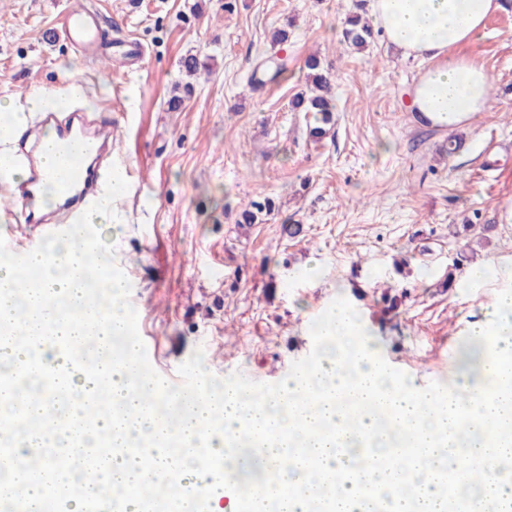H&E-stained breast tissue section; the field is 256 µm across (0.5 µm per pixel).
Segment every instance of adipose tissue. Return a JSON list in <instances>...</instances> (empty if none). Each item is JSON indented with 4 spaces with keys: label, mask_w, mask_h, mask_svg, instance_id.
<instances>
[{
    "label": "adipose tissue",
    "mask_w": 512,
    "mask_h": 512,
    "mask_svg": "<svg viewBox=\"0 0 512 512\" xmlns=\"http://www.w3.org/2000/svg\"><path fill=\"white\" fill-rule=\"evenodd\" d=\"M502 7L501 0H368L374 27L402 57L425 62L415 82L409 108L430 126L451 129L470 124L486 111L491 77L467 49L483 37L489 17ZM80 242L58 239L53 250L28 256L36 278L22 281L15 262L0 263V334L44 337L38 355L19 346L0 345V364L38 378L60 377V388L74 403H81L93 387L106 389L120 415H106L91 428V435L104 442L100 458L105 466L98 484L121 492L120 498L100 497V512H141L148 489L171 491L174 481L194 488L193 503L207 512H239L248 503L250 512H310L322 493L317 480L322 473L349 471L369 483H384L392 500L391 512H444L445 494L435 476L443 470L463 473L471 460L482 466L481 480L473 500V512H512V475L503 473V462H512V297L497 298L487 320L477 327L496 352L484 363L480 375L461 371L457 384L466 401L449 406L445 396L424 391L413 382L380 369L373 357L376 348L365 338L363 323L347 306L332 308L317 326L320 336L332 339L336 351L319 356L309 371L291 377L282 387L252 404L239 403L229 387L205 384L201 395L206 409L170 422L160 418L156 403L171 401L164 388L149 399L135 396L129 376L132 347L121 357L99 363L98 374L69 371L65 344L102 346L124 337L129 315L124 305L123 284L101 273L98 285L108 287L110 303L89 304L84 281L71 268L81 256ZM391 421V435L413 437L408 456L425 460L422 472L404 483H387L384 468L359 462L363 446H371L372 458L391 456L390 437H382L380 414ZM257 437L276 435L262 460L273 462L293 456L283 487H265L235 481V493L221 504L219 489L225 486V466H247L235 441L241 432ZM468 437L467 451L456 454L449 435ZM300 448L291 453L288 442ZM192 444L191 453L180 444ZM55 448L52 475L59 482L73 483L77 475L71 459L77 447L70 435L53 432L45 438L18 433L10 454L41 458Z\"/></svg>",
    "instance_id": "adipose-tissue-1"
}]
</instances>
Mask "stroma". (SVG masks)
I'll return each instance as SVG.
<instances>
[{
	"label": "stroma",
	"mask_w": 512,
	"mask_h": 512,
	"mask_svg": "<svg viewBox=\"0 0 512 512\" xmlns=\"http://www.w3.org/2000/svg\"><path fill=\"white\" fill-rule=\"evenodd\" d=\"M89 2L107 38L143 45L141 65L84 56L59 37L68 0H0V101L49 93L111 120L127 191L119 226L91 236L121 271L150 368L226 384L248 373L277 390L317 360V322L340 304L361 315L388 372L447 393L471 325L512 294V223L500 220L512 201V0L472 50L491 76L488 110L448 130L407 109L423 62L378 37L360 50L343 41L367 0ZM283 27L286 78L251 87ZM313 53L336 88L335 125L319 142L312 116L291 108ZM191 55L192 75L181 65ZM259 195L273 211L238 223ZM286 222L301 234L288 237ZM467 251L484 285L455 266Z\"/></svg>",
	"instance_id": "1"
}]
</instances>
